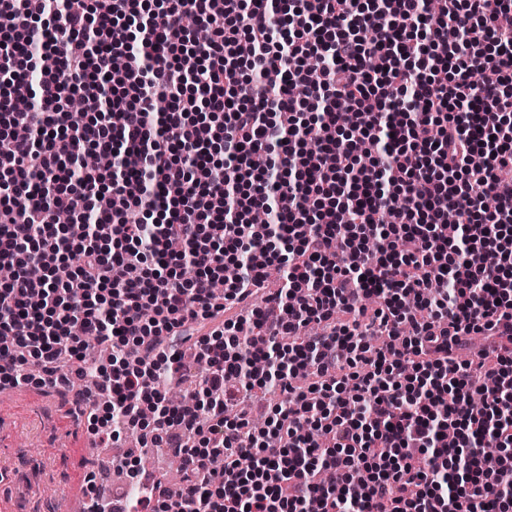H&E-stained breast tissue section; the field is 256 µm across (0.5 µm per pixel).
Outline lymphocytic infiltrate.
Instances as JSON below:
<instances>
[{
	"label": "lymphocytic infiltrate",
	"mask_w": 512,
	"mask_h": 512,
	"mask_svg": "<svg viewBox=\"0 0 512 512\" xmlns=\"http://www.w3.org/2000/svg\"><path fill=\"white\" fill-rule=\"evenodd\" d=\"M507 12L0 0V388L74 360L107 394L100 442L171 450L179 498L120 512H512ZM186 346L205 371L183 407ZM271 387L254 430L238 405Z\"/></svg>",
	"instance_id": "obj_1"
}]
</instances>
